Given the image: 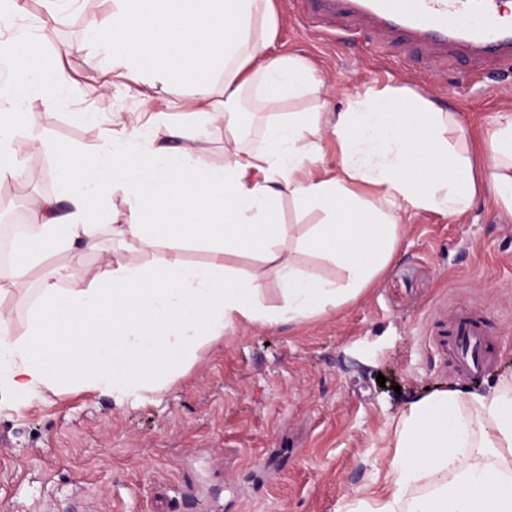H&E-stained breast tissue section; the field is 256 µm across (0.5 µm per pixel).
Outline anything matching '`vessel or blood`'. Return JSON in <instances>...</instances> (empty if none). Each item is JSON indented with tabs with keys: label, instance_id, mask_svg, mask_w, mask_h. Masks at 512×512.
<instances>
[{
	"label": "vessel or blood",
	"instance_id": "vessel-or-blood-1",
	"mask_svg": "<svg viewBox=\"0 0 512 512\" xmlns=\"http://www.w3.org/2000/svg\"><path fill=\"white\" fill-rule=\"evenodd\" d=\"M309 27L318 35L337 24L368 26L387 41L400 36L436 61L466 50L512 63V21L504 20L499 0H298ZM448 359L460 373L484 370L497 353L485 316L467 311L448 321Z\"/></svg>",
	"mask_w": 512,
	"mask_h": 512
}]
</instances>
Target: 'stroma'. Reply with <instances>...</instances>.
Segmentation results:
<instances>
[{
  "label": "stroma",
  "mask_w": 512,
  "mask_h": 512,
  "mask_svg": "<svg viewBox=\"0 0 512 512\" xmlns=\"http://www.w3.org/2000/svg\"><path fill=\"white\" fill-rule=\"evenodd\" d=\"M275 4L274 54L306 58L322 82L284 111L337 112L366 87H404L456 112L480 143L497 113L512 110L511 68L466 55L437 66L398 38L378 52L370 33L323 39L303 30L292 0ZM20 5L0 18V43L36 36L70 88L56 104L24 102L18 140L38 135L89 154L144 126L167 143L148 120L167 101L191 104L189 91L138 95L79 47L89 18L111 23L112 0ZM179 145L201 165L224 162L223 126L188 128ZM465 306L491 318L500 345L476 375L450 368L440 344ZM443 382L467 394L512 385V221L488 188L464 216L407 220L393 260L355 303L226 333L162 390L120 407L89 391L21 407L0 397V512H68L78 495L95 512H337L343 498L385 492L402 418Z\"/></svg>",
  "instance_id": "obj_1"
}]
</instances>
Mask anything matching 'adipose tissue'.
<instances>
[{
	"label": "adipose tissue",
	"instance_id": "obj_1",
	"mask_svg": "<svg viewBox=\"0 0 512 512\" xmlns=\"http://www.w3.org/2000/svg\"><path fill=\"white\" fill-rule=\"evenodd\" d=\"M111 25L92 19L86 40L97 45L100 70H121L131 88L156 84L189 89L199 111L169 123L174 143L157 146L140 132L112 137L99 152H51L56 197L34 200L32 220L13 239V276L24 278L51 256L101 250L98 199L122 194L124 241L103 265L45 270L35 292L0 303V391L17 403L72 388L115 402L161 389L194 360L198 347L252 326L301 323L356 301L392 260L404 213L470 211L487 181L512 219V113H499L482 152L471 149L456 113L416 99L401 87L367 88L342 111L282 112L284 102L317 90L312 68L295 56H270L278 34L273 0H115ZM30 77L25 98L61 101L67 82L37 39L0 47V67ZM223 98L214 101L215 85ZM251 89L272 114L260 149L240 145L239 102ZM0 101V180L21 178L13 145L24 115ZM224 126V163L200 165L178 147L191 123ZM336 139L335 167L319 143ZM367 185L371 196L355 192ZM70 210L58 213V199ZM317 224H285L282 199ZM206 247L205 263L181 251ZM168 248L148 263L138 256ZM252 254L269 263L280 304H264L258 275L243 274L227 256ZM316 254L345 273L329 280L304 271L298 257ZM23 325L15 334V325ZM461 392L437 386L414 402L397 435V459L385 496L344 502L338 512H512V391L475 393L474 412Z\"/></svg>",
	"mask_w": 512,
	"mask_h": 512
}]
</instances>
